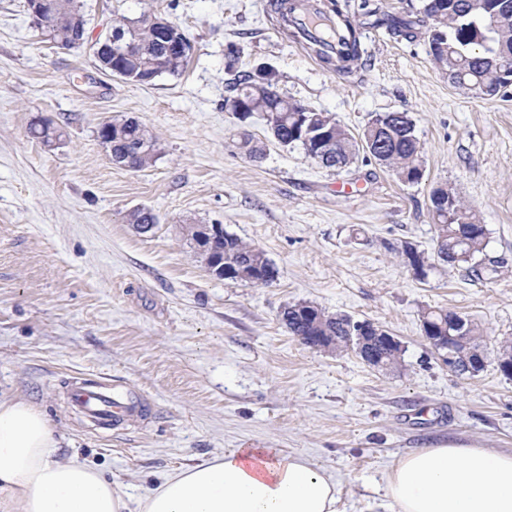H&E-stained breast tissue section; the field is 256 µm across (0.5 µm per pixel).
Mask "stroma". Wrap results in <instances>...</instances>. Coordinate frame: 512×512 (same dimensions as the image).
Wrapping results in <instances>:
<instances>
[{
	"label": "stroma",
	"instance_id": "obj_1",
	"mask_svg": "<svg viewBox=\"0 0 512 512\" xmlns=\"http://www.w3.org/2000/svg\"><path fill=\"white\" fill-rule=\"evenodd\" d=\"M87 36L148 12L192 45L180 75L139 86L107 76L87 48L62 49L32 25L26 0H0V396L42 409L63 458L139 495L169 473L235 448H276L333 474L343 512L420 448L512 452V379L497 361L512 340V87L475 98L451 86L413 41L364 28L370 66L339 74L280 28L270 0H83ZM270 66L278 92L354 136L404 112L424 177L409 185L367 153L324 168L271 137L265 113L239 121L226 83ZM135 118L158 139L146 168L113 165L97 130ZM61 131L53 146L33 121ZM264 142L249 159L241 132ZM452 187L488 229L479 276L441 262L434 187ZM157 217L147 232L129 213ZM220 224L261 249L266 286L217 278L187 236ZM428 265L416 276L402 254ZM368 320L400 340L389 371L353 351L304 345L280 320L288 305ZM443 308L483 336L484 370L457 375L422 335ZM97 376L145 403L146 426L106 432L77 417L70 377Z\"/></svg>",
	"mask_w": 512,
	"mask_h": 512
}]
</instances>
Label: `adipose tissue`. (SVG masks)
<instances>
[{
	"label": "adipose tissue",
	"mask_w": 512,
	"mask_h": 512,
	"mask_svg": "<svg viewBox=\"0 0 512 512\" xmlns=\"http://www.w3.org/2000/svg\"><path fill=\"white\" fill-rule=\"evenodd\" d=\"M48 417L0 397V495L15 512H343L332 474L275 448H237L134 496L58 455ZM394 512H512V452L423 448L386 474Z\"/></svg>",
	"instance_id": "obj_1"
}]
</instances>
